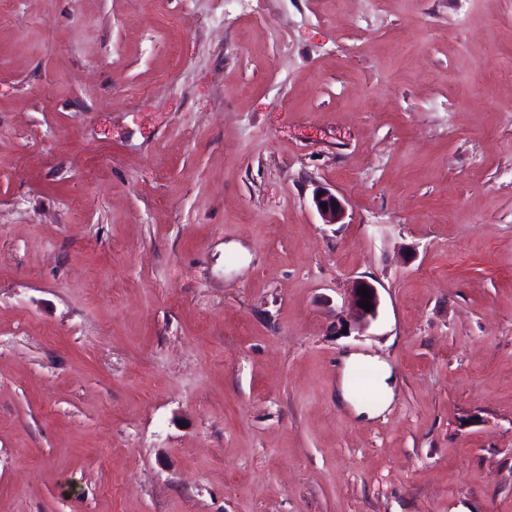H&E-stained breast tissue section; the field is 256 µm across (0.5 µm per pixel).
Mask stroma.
<instances>
[{
	"mask_svg": "<svg viewBox=\"0 0 512 512\" xmlns=\"http://www.w3.org/2000/svg\"><path fill=\"white\" fill-rule=\"evenodd\" d=\"M511 65L512 0H0V512H512ZM321 203H326L327 207L322 208ZM313 204L324 220V223L339 224L345 218L346 208L344 202L326 188L316 190L313 195ZM362 286H366V289L370 292L369 303L372 305L370 312H367L364 308L360 307V303L363 297L359 295V289ZM351 301L356 312V321L354 323V330L358 332L365 330L370 325L371 321L374 320L378 313V307L380 304V298L377 288L370 282L365 280H357L353 283L351 288ZM376 367V389L377 393L372 400L370 406H356L358 414H366L367 417L373 418L383 413L391 404L394 397L392 383L394 382L393 374L387 364H375Z\"/></svg>",
	"mask_w": 512,
	"mask_h": 512,
	"instance_id": "1",
	"label": "stroma"
}]
</instances>
